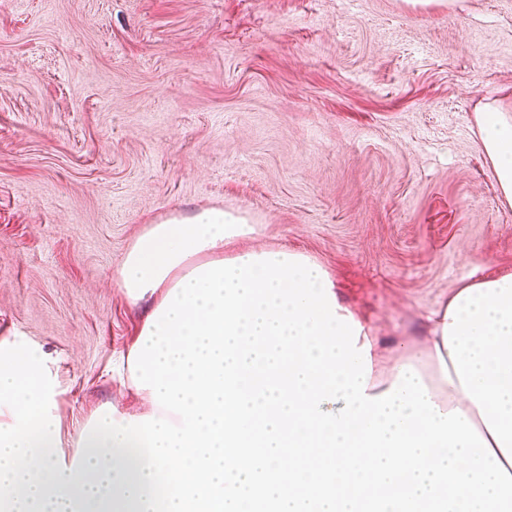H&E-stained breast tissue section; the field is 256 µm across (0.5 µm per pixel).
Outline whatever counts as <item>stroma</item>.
I'll return each instance as SVG.
<instances>
[{
  "label": "stroma",
  "mask_w": 512,
  "mask_h": 512,
  "mask_svg": "<svg viewBox=\"0 0 512 512\" xmlns=\"http://www.w3.org/2000/svg\"><path fill=\"white\" fill-rule=\"evenodd\" d=\"M485 106L512 113V0H0V340L56 374L62 453L144 407L112 277L149 225L242 211L383 341L512 273Z\"/></svg>",
  "instance_id": "stroma-1"
}]
</instances>
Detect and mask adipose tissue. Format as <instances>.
I'll list each match as a JSON object with an SVG mask.
<instances>
[{
    "label": "adipose tissue",
    "instance_id": "adipose-tissue-1",
    "mask_svg": "<svg viewBox=\"0 0 512 512\" xmlns=\"http://www.w3.org/2000/svg\"><path fill=\"white\" fill-rule=\"evenodd\" d=\"M512 204V114L478 115ZM245 216L153 224L114 282L152 299L127 356L141 413L100 410L59 452L37 346L0 340V512H505L512 274L451 289L423 347L383 351L316 260L244 247Z\"/></svg>",
    "mask_w": 512,
    "mask_h": 512
}]
</instances>
